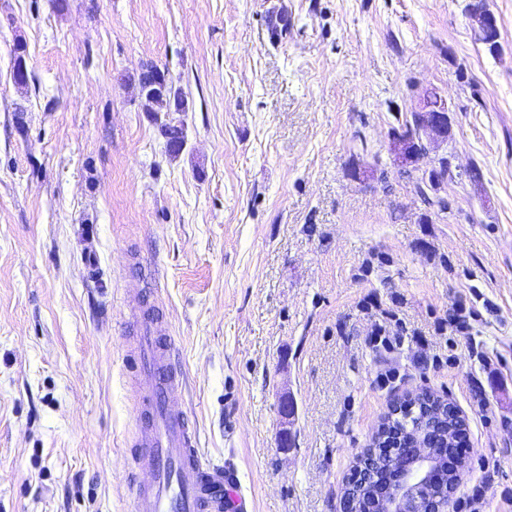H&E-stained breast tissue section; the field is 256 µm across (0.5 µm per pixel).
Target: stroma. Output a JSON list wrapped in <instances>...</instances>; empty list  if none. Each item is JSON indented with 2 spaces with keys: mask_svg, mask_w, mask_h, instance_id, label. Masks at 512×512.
I'll use <instances>...</instances> for the list:
<instances>
[{
  "mask_svg": "<svg viewBox=\"0 0 512 512\" xmlns=\"http://www.w3.org/2000/svg\"><path fill=\"white\" fill-rule=\"evenodd\" d=\"M466 3L0 0V512H134L144 299L201 461L250 512H343L390 405L426 389L470 432L456 512H512V0H487L494 52ZM146 63L190 103L179 156ZM426 91L448 140L404 166L392 133ZM443 155L442 211L418 182ZM371 297L393 352L367 342ZM460 302L471 335L439 332ZM469 18L476 25L480 40L493 49L497 48L500 33L494 14L491 11H473ZM380 318L375 320L370 331V340L375 346L391 350L400 343L403 336V328L393 311L382 309Z\"/></svg>",
  "mask_w": 512,
  "mask_h": 512,
  "instance_id": "35a3bbf8",
  "label": "stroma"
}]
</instances>
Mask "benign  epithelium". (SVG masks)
<instances>
[{
    "mask_svg": "<svg viewBox=\"0 0 512 512\" xmlns=\"http://www.w3.org/2000/svg\"><path fill=\"white\" fill-rule=\"evenodd\" d=\"M476 25L480 40L497 48L500 37L494 14L490 11H474L469 15ZM448 103L436 92H426L419 97L412 114L415 134H392V143L398 158L413 163L427 151V144L448 140ZM448 167V156L438 158V165L422 175L423 184L444 202L440 195L448 176L437 172ZM397 480L379 494L370 495L365 512H454L452 496L461 479V470L448 474V484L437 486L434 474L444 468L443 453L432 447L425 438L419 447L394 461Z\"/></svg>",
    "mask_w": 512,
    "mask_h": 512,
    "instance_id": "7a95c632",
    "label": "benign epithelium"
}]
</instances>
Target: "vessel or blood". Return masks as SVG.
Instances as JSON below:
<instances>
[{
    "label": "vessel or blood",
    "instance_id": "1",
    "mask_svg": "<svg viewBox=\"0 0 512 512\" xmlns=\"http://www.w3.org/2000/svg\"><path fill=\"white\" fill-rule=\"evenodd\" d=\"M135 372L140 389L134 405L138 464L149 482H134V512H224V470L205 468L197 430L171 396L185 384L176 349L151 309L134 329Z\"/></svg>",
    "mask_w": 512,
    "mask_h": 512
}]
</instances>
